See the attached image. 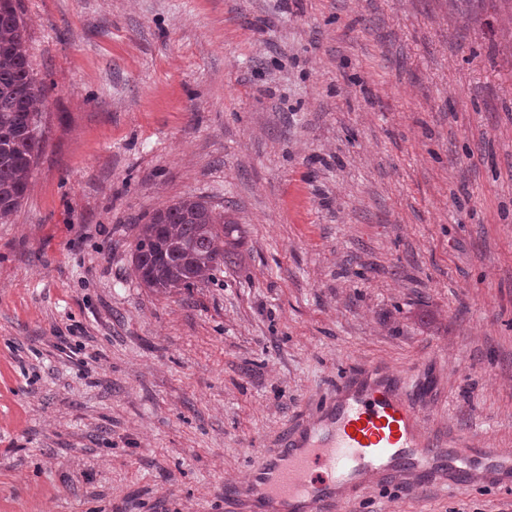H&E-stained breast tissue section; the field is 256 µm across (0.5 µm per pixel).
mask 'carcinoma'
I'll list each match as a JSON object with an SVG mask.
<instances>
[{"mask_svg": "<svg viewBox=\"0 0 512 512\" xmlns=\"http://www.w3.org/2000/svg\"><path fill=\"white\" fill-rule=\"evenodd\" d=\"M20 0H0V223L11 219L30 189L42 150L44 88L27 50ZM234 225L202 196H180L140 225L134 271L145 286L188 288L224 263Z\"/></svg>", "mask_w": 512, "mask_h": 512, "instance_id": "carcinoma-1", "label": "carcinoma"}]
</instances>
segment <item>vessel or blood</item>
<instances>
[{
    "label": "vessel or blood",
    "instance_id": "vessel-or-blood-1",
    "mask_svg": "<svg viewBox=\"0 0 512 512\" xmlns=\"http://www.w3.org/2000/svg\"><path fill=\"white\" fill-rule=\"evenodd\" d=\"M406 474L415 489L439 479L460 489L479 480L506 486L512 452L423 435L398 376L360 364L337 377L280 447L258 449L237 496L249 512H330L356 502L368 479L384 484Z\"/></svg>",
    "mask_w": 512,
    "mask_h": 512
}]
</instances>
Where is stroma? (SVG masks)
Returning <instances> with one entry per match:
<instances>
[{"instance_id":"obj_1","label":"stroma","mask_w":512,"mask_h":512,"mask_svg":"<svg viewBox=\"0 0 512 512\" xmlns=\"http://www.w3.org/2000/svg\"><path fill=\"white\" fill-rule=\"evenodd\" d=\"M21 11L51 91L0 223V512H235L256 449L369 362L422 433L512 451V0ZM187 194L238 231L160 292L137 227ZM355 508L512 512V486Z\"/></svg>"}]
</instances>
